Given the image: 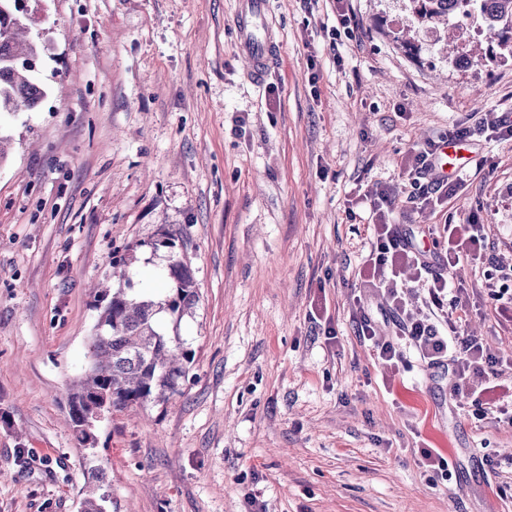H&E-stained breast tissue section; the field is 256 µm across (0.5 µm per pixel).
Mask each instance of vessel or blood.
I'll list each match as a JSON object with an SVG mask.
<instances>
[{"label": "vessel or blood", "instance_id": "b4317fda", "mask_svg": "<svg viewBox=\"0 0 512 512\" xmlns=\"http://www.w3.org/2000/svg\"><path fill=\"white\" fill-rule=\"evenodd\" d=\"M234 20L239 52L248 64L251 78L262 82L277 54L275 22L268 0H236ZM467 160L458 143L448 142L442 145L434 170L441 177H452Z\"/></svg>", "mask_w": 512, "mask_h": 512}]
</instances>
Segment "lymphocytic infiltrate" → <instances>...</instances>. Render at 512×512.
I'll return each mask as SVG.
<instances>
[{"instance_id":"1","label":"lymphocytic infiltrate","mask_w":512,"mask_h":512,"mask_svg":"<svg viewBox=\"0 0 512 512\" xmlns=\"http://www.w3.org/2000/svg\"><path fill=\"white\" fill-rule=\"evenodd\" d=\"M391 203L390 191L381 190L374 205L376 246L370 251L368 265L360 275L373 287L388 293L393 310L400 319L398 327L402 341L398 344L378 341L380 326L367 315L360 320L359 336L374 342L377 356L383 362H401L403 349L409 346L427 365L446 367L451 392H459L462 383L474 375L484 380V393H494L500 376V358L479 338L464 335L459 326H451L446 335L441 333L438 326L451 291L446 272L459 264L464 245H482L484 237L481 225H448L447 249L443 254L432 256L416 246L399 225L390 223L387 207ZM405 269L412 272L414 282L427 288L425 310H408L404 297L398 291L397 280Z\"/></svg>"}]
</instances>
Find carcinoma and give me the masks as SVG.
Instances as JSON below:
<instances>
[{
  "label": "carcinoma",
  "instance_id": "obj_1",
  "mask_svg": "<svg viewBox=\"0 0 512 512\" xmlns=\"http://www.w3.org/2000/svg\"><path fill=\"white\" fill-rule=\"evenodd\" d=\"M462 1L466 16L480 21L490 38L486 52L461 55L455 64L481 62L496 56L494 48L512 54V0H406L420 27L450 18ZM20 0H0V113L34 110L45 90L32 78L29 63L38 61L41 48L26 39L27 21L33 19ZM133 254L112 262L122 285L95 292L98 310L92 341V363L73 385L68 397V417L77 440L94 444L95 429L105 415L141 408L150 401H167L180 394V382L192 361V350L178 332H169L161 320L175 323L195 307L199 295L190 267L181 261L169 267L175 287L164 295L137 293L130 288ZM108 495L90 487L81 512H108Z\"/></svg>",
  "mask_w": 512,
  "mask_h": 512
}]
</instances>
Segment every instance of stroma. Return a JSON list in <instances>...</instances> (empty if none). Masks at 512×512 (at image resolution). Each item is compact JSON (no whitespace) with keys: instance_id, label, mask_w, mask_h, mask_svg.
I'll list each match as a JSON object with an SVG mask.
<instances>
[{"instance_id":"stroma-1","label":"stroma","mask_w":512,"mask_h":512,"mask_svg":"<svg viewBox=\"0 0 512 512\" xmlns=\"http://www.w3.org/2000/svg\"><path fill=\"white\" fill-rule=\"evenodd\" d=\"M233 0H40L31 38L46 92L0 115V512H79L91 468L108 512H512V426L450 394L416 354L392 368L358 335L394 339L387 294L358 272L370 201L434 248L479 218L484 257L454 273L449 309L507 359L512 312L487 289L512 268V141L474 136L466 183L423 206L414 148L512 113V56L459 67L435 30L409 52L403 0H270L279 49L262 83L237 54ZM174 249L153 250L162 233ZM133 247L135 291L187 263L194 358L169 402L109 414L95 447L66 413L89 368L95 285ZM447 468L428 465L424 451Z\"/></svg>"}]
</instances>
